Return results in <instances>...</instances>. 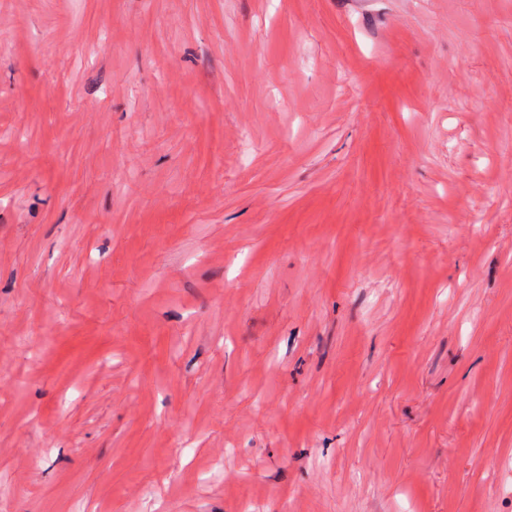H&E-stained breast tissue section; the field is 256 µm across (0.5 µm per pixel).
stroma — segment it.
Wrapping results in <instances>:
<instances>
[{
	"instance_id": "stroma-1",
	"label": "stroma",
	"mask_w": 512,
	"mask_h": 512,
	"mask_svg": "<svg viewBox=\"0 0 512 512\" xmlns=\"http://www.w3.org/2000/svg\"><path fill=\"white\" fill-rule=\"evenodd\" d=\"M512 512V0H0V512Z\"/></svg>"
}]
</instances>
